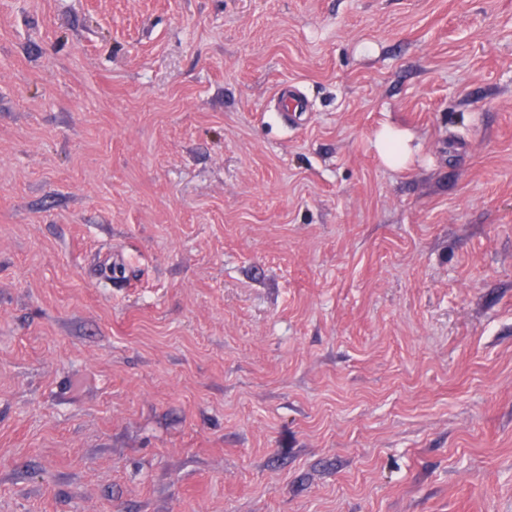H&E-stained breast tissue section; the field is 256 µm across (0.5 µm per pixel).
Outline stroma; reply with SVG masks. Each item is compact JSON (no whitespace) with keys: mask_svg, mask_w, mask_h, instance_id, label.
Segmentation results:
<instances>
[{"mask_svg":"<svg viewBox=\"0 0 512 512\" xmlns=\"http://www.w3.org/2000/svg\"><path fill=\"white\" fill-rule=\"evenodd\" d=\"M0 512H512V0H0ZM374 146L384 164L391 169L406 166L416 149L406 130L388 124L376 132Z\"/></svg>","mask_w":512,"mask_h":512,"instance_id":"1","label":"stroma"}]
</instances>
